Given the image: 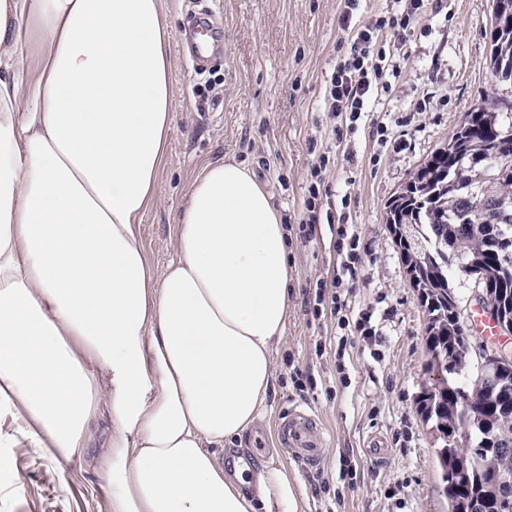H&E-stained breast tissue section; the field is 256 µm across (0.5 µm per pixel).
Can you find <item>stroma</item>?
<instances>
[{"label": "stroma", "instance_id": "1", "mask_svg": "<svg viewBox=\"0 0 512 512\" xmlns=\"http://www.w3.org/2000/svg\"><path fill=\"white\" fill-rule=\"evenodd\" d=\"M170 29L172 125L160 196L141 219L149 262L174 256V221L201 168L236 162L263 183L283 216L290 279L288 324L276 346L270 413L246 435L256 465H285L305 489L304 512H449L432 424L417 397L426 373V317L387 224L389 202L472 106L512 102V83L487 64L492 0H422L405 40L384 31V89L341 143L324 103L326 80L345 54L341 0H161ZM208 17L223 47L195 71L182 38ZM330 153L332 201L350 197L348 235L358 240L350 320L315 317L317 280L340 273L337 226L302 229L311 170ZM375 331L364 338L357 321ZM343 336L344 352L320 350ZM307 408L325 438L308 469L281 444L283 417ZM0 512H110L106 478L90 458L56 464L26 448L0 447Z\"/></svg>", "mask_w": 512, "mask_h": 512}]
</instances>
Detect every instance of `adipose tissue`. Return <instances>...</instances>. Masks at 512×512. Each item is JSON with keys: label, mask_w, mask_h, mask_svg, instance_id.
Here are the masks:
<instances>
[{"label": "adipose tissue", "mask_w": 512, "mask_h": 512, "mask_svg": "<svg viewBox=\"0 0 512 512\" xmlns=\"http://www.w3.org/2000/svg\"><path fill=\"white\" fill-rule=\"evenodd\" d=\"M169 39L161 0H0V411L60 462L107 408L110 512H302L285 466L216 453L262 418L287 326L270 194L207 164L163 274L141 238L173 133Z\"/></svg>", "instance_id": "1"}]
</instances>
